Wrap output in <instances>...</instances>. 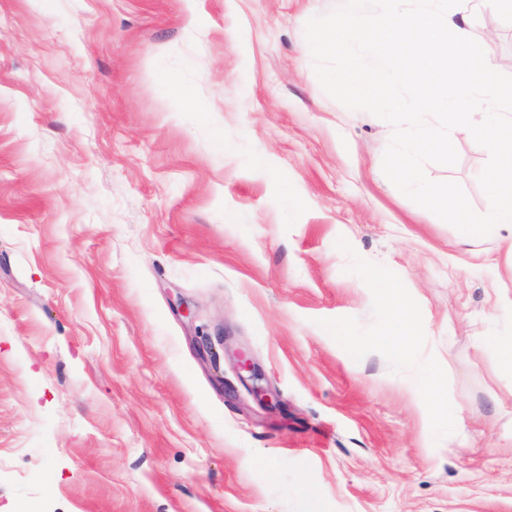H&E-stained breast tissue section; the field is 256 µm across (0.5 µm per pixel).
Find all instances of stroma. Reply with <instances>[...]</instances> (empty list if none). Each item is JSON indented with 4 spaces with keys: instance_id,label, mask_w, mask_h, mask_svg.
Wrapping results in <instances>:
<instances>
[{
    "instance_id": "1",
    "label": "stroma",
    "mask_w": 512,
    "mask_h": 512,
    "mask_svg": "<svg viewBox=\"0 0 512 512\" xmlns=\"http://www.w3.org/2000/svg\"><path fill=\"white\" fill-rule=\"evenodd\" d=\"M340 4L0 0V512H512V231L376 167L392 125L306 51ZM462 8L512 58V17ZM455 149L425 172L485 212L489 155ZM382 297L387 308L388 323L377 342L385 348L405 353L413 346L415 339L411 303L400 288L392 285L383 287ZM237 366H238L239 370L244 371L249 374L248 377L253 382V384L251 386H249L247 384L246 385L251 389V391L256 396L260 397L261 400L272 401V397H271V394L269 393V391L257 384V381L260 378L258 377L255 365L252 362V359L248 352L240 351L238 353ZM420 391L427 415L432 419L438 418L445 407V394L441 384V373L437 366L430 368Z\"/></svg>"
}]
</instances>
